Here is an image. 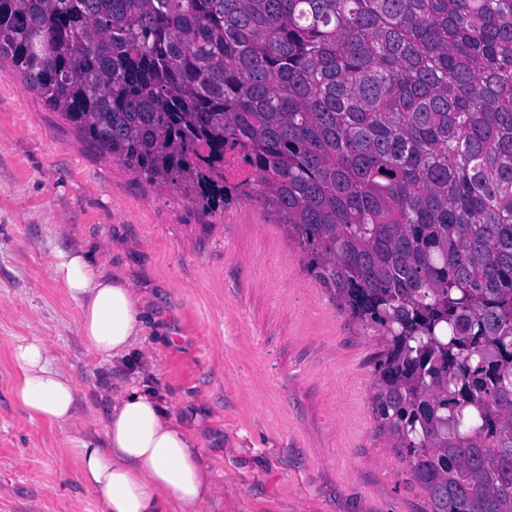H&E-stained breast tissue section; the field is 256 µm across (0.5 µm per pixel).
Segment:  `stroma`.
I'll list each match as a JSON object with an SVG mask.
<instances>
[{
  "label": "stroma",
  "instance_id": "35a3bbf8",
  "mask_svg": "<svg viewBox=\"0 0 512 512\" xmlns=\"http://www.w3.org/2000/svg\"><path fill=\"white\" fill-rule=\"evenodd\" d=\"M139 288L144 334L83 348L57 249ZM74 378L83 438L113 387L148 390L224 499L204 512H424L372 410L377 327L354 320L258 201L206 211L101 155L0 63V512H95L79 445L16 400L18 338ZM154 361H147L146 353Z\"/></svg>",
  "mask_w": 512,
  "mask_h": 512
}]
</instances>
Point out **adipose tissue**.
<instances>
[{
	"mask_svg": "<svg viewBox=\"0 0 512 512\" xmlns=\"http://www.w3.org/2000/svg\"><path fill=\"white\" fill-rule=\"evenodd\" d=\"M56 269L78 304L85 349L123 359L144 331L138 290L123 277L99 273L79 251L60 252ZM12 362L15 396L30 416L80 431L77 386L49 349L19 340ZM79 474L97 498V512H203L218 494L193 433L177 425L153 394L128 385L113 389L100 433L83 441Z\"/></svg>",
	"mask_w": 512,
	"mask_h": 512,
	"instance_id": "adipose-tissue-1",
	"label": "adipose tissue"
}]
</instances>
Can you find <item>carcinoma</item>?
<instances>
[{
  "label": "carcinoma",
  "instance_id": "1",
  "mask_svg": "<svg viewBox=\"0 0 512 512\" xmlns=\"http://www.w3.org/2000/svg\"><path fill=\"white\" fill-rule=\"evenodd\" d=\"M102 154L259 199L382 332L425 512H512V0H0V60Z\"/></svg>",
  "mask_w": 512,
  "mask_h": 512
}]
</instances>
